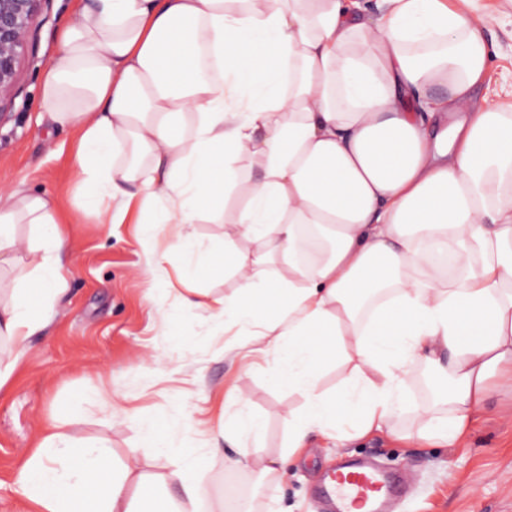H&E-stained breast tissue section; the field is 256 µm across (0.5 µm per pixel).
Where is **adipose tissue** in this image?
Wrapping results in <instances>:
<instances>
[{
	"label": "adipose tissue",
	"instance_id": "adipose-tissue-1",
	"mask_svg": "<svg viewBox=\"0 0 512 512\" xmlns=\"http://www.w3.org/2000/svg\"><path fill=\"white\" fill-rule=\"evenodd\" d=\"M478 0H76L41 86V109L78 133L80 217L124 223L164 207L140 243L152 266L191 271L189 228L224 227L232 294H200L224 330L275 353V381L305 399L288 448L251 445L261 418L236 387L232 464L271 481L311 436L404 439L409 368L430 365L441 402L413 439L452 447L497 378L512 388V104L475 102L487 75ZM59 204L0 191V386L54 318L70 243ZM19 224L36 228L24 245ZM257 243L245 253L237 243ZM36 272L31 294L24 282ZM349 365L336 394L324 365ZM141 456L75 445L64 422L25 453L15 486L29 512H195L205 454L142 428Z\"/></svg>",
	"mask_w": 512,
	"mask_h": 512
}]
</instances>
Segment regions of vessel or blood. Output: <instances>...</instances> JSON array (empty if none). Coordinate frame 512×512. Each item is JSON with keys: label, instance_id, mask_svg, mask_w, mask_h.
Instances as JSON below:
<instances>
[{"label": "vessel or blood", "instance_id": "1", "mask_svg": "<svg viewBox=\"0 0 512 512\" xmlns=\"http://www.w3.org/2000/svg\"><path fill=\"white\" fill-rule=\"evenodd\" d=\"M327 497L336 512H393L395 482L380 469L360 462L338 461L326 477Z\"/></svg>", "mask_w": 512, "mask_h": 512}]
</instances>
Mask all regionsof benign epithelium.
<instances>
[{
  "label": "benign epithelium",
  "instance_id": "7a95c632",
  "mask_svg": "<svg viewBox=\"0 0 512 512\" xmlns=\"http://www.w3.org/2000/svg\"><path fill=\"white\" fill-rule=\"evenodd\" d=\"M49 0H0V123L20 91L25 62L36 54L37 19Z\"/></svg>",
  "mask_w": 512,
  "mask_h": 512
}]
</instances>
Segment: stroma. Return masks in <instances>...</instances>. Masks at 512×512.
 <instances>
[{"mask_svg": "<svg viewBox=\"0 0 512 512\" xmlns=\"http://www.w3.org/2000/svg\"><path fill=\"white\" fill-rule=\"evenodd\" d=\"M496 11L487 32L490 67L475 97L512 91V0H481ZM72 15V0H50L39 18L37 54L20 75L11 117L0 123V189L24 184L61 202L62 218L72 214L77 178L73 128L41 121L40 85L56 53V33ZM73 273L58 300V315L30 340L27 358L0 388V512H28L17 493L19 457L36 447L38 431L57 419L75 443L108 441L117 457L142 452L140 426L154 421L174 441L210 447L193 419L211 423L235 410L230 390L246 384L251 408L264 422L254 447L265 459L278 458L288 445V416L303 403L270 374L275 356L255 359L248 376L226 353L237 339L202 309L184 304L186 292L172 266L149 267L139 243V227L76 224L64 257ZM194 337L193 347L181 336ZM148 347L151 356L135 352ZM133 416H125V409ZM209 458L207 494L198 512H211L222 489L236 490L247 512H320L316 489L336 460L363 458L398 472L405 493L398 512H512V390L493 384L482 415L455 448L396 441L383 434L326 447L319 438L299 449L281 484L259 472L228 465L234 445L220 441Z\"/></svg>", "mask_w": 512, "mask_h": 512, "instance_id": "stroma-1", "label": "stroma"}]
</instances>
